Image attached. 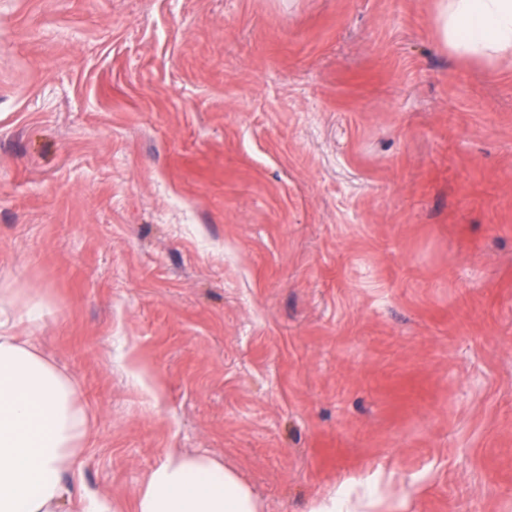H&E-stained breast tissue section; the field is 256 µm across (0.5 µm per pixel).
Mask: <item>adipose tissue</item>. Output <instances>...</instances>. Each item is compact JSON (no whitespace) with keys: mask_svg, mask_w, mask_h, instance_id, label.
Listing matches in <instances>:
<instances>
[{"mask_svg":"<svg viewBox=\"0 0 512 512\" xmlns=\"http://www.w3.org/2000/svg\"><path fill=\"white\" fill-rule=\"evenodd\" d=\"M437 25L460 57L492 62L512 54V0H438ZM19 289H0V512H113L108 496L75 491L86 415L80 388L42 356L37 333L49 316ZM133 512H261L254 492L222 461L165 449Z\"/></svg>","mask_w":512,"mask_h":512,"instance_id":"ef3b65f1","label":"adipose tissue"}]
</instances>
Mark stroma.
Segmentation results:
<instances>
[{
    "instance_id": "stroma-1",
    "label": "stroma",
    "mask_w": 512,
    "mask_h": 512,
    "mask_svg": "<svg viewBox=\"0 0 512 512\" xmlns=\"http://www.w3.org/2000/svg\"><path fill=\"white\" fill-rule=\"evenodd\" d=\"M1 288L121 512L167 448L262 512H512V58L436 0H0Z\"/></svg>"
}]
</instances>
